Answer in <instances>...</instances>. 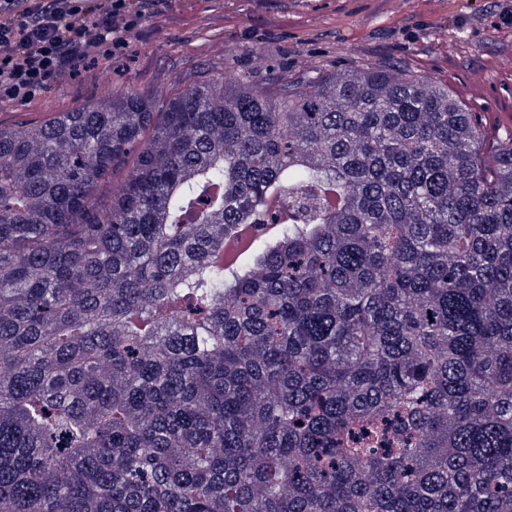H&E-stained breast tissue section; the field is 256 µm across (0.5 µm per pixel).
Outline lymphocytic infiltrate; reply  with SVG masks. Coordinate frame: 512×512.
<instances>
[{
	"label": "lymphocytic infiltrate",
	"mask_w": 512,
	"mask_h": 512,
	"mask_svg": "<svg viewBox=\"0 0 512 512\" xmlns=\"http://www.w3.org/2000/svg\"><path fill=\"white\" fill-rule=\"evenodd\" d=\"M164 0H0V103L28 101L112 56Z\"/></svg>",
	"instance_id": "1"
}]
</instances>
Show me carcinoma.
<instances>
[{"instance_id": "obj_1", "label": "carcinoma", "mask_w": 512, "mask_h": 512, "mask_svg": "<svg viewBox=\"0 0 512 512\" xmlns=\"http://www.w3.org/2000/svg\"><path fill=\"white\" fill-rule=\"evenodd\" d=\"M0 512H512V135L387 60L0 125Z\"/></svg>"}]
</instances>
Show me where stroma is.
I'll return each mask as SVG.
<instances>
[{
    "label": "stroma",
    "mask_w": 512,
    "mask_h": 512,
    "mask_svg": "<svg viewBox=\"0 0 512 512\" xmlns=\"http://www.w3.org/2000/svg\"><path fill=\"white\" fill-rule=\"evenodd\" d=\"M512 0H169L123 54L96 61L40 97L0 106V123L43 120L92 105L103 88L164 101L203 70L315 73L356 60L409 62L440 78L473 112L512 107Z\"/></svg>",
    "instance_id": "stroma-1"
}]
</instances>
